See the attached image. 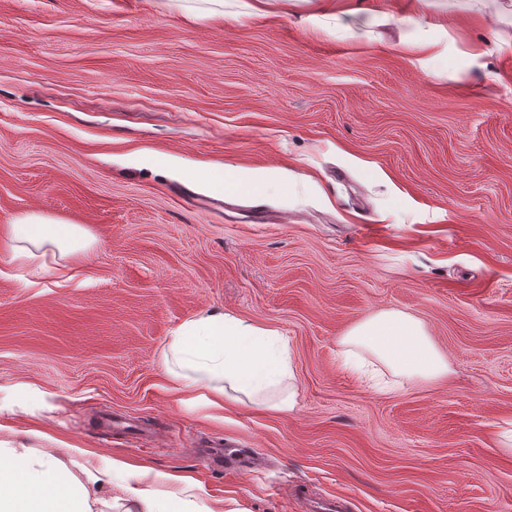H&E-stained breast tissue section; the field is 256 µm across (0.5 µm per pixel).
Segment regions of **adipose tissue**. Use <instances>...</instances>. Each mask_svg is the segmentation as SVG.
<instances>
[{"instance_id":"1","label":"adipose tissue","mask_w":512,"mask_h":512,"mask_svg":"<svg viewBox=\"0 0 512 512\" xmlns=\"http://www.w3.org/2000/svg\"><path fill=\"white\" fill-rule=\"evenodd\" d=\"M54 222L35 211L14 216L8 226L12 261L47 272L53 258H74L92 248L86 228L70 224L57 233ZM340 346L345 365L360 366L367 354L402 381L449 372L423 322L398 309L358 322ZM161 364L174 387L185 393L204 389L281 412L296 406L287 340L276 329L231 313L208 312L183 321L163 347ZM124 469L119 461L88 457L81 448L63 456L0 439V512H222L205 506L202 488L189 481L172 490L114 484Z\"/></svg>"}]
</instances>
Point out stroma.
I'll list each match as a JSON object with an SVG mask.
<instances>
[{"instance_id":"obj_1","label":"stroma","mask_w":512,"mask_h":512,"mask_svg":"<svg viewBox=\"0 0 512 512\" xmlns=\"http://www.w3.org/2000/svg\"><path fill=\"white\" fill-rule=\"evenodd\" d=\"M251 2L219 21L0 0V439L121 461L134 485L185 476L243 512H512V57L494 46L512 25L470 26L490 0L337 30L309 0ZM405 35L440 58L411 63ZM22 211L95 243L31 273L6 244ZM385 309L424 322L447 375L379 392L341 367L340 338ZM208 311L284 336L293 411L173 389L160 350Z\"/></svg>"}]
</instances>
